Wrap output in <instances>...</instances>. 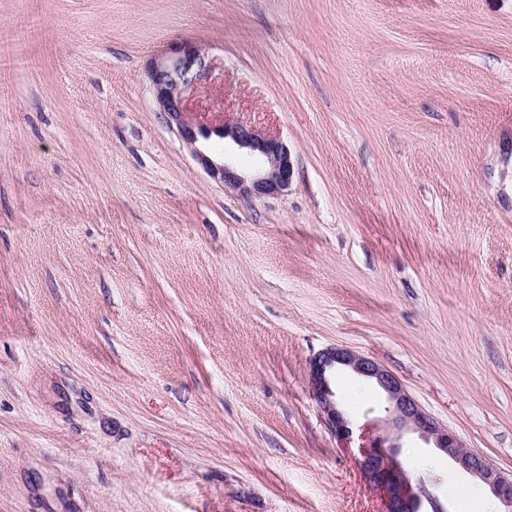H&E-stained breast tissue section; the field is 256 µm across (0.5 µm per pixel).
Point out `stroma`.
Wrapping results in <instances>:
<instances>
[{"label": "stroma", "instance_id": "stroma-1", "mask_svg": "<svg viewBox=\"0 0 512 512\" xmlns=\"http://www.w3.org/2000/svg\"><path fill=\"white\" fill-rule=\"evenodd\" d=\"M179 42L195 120L286 140L288 191L159 112ZM334 345L512 473V0H0V512H382L312 396ZM331 384L381 433V389Z\"/></svg>", "mask_w": 512, "mask_h": 512}]
</instances>
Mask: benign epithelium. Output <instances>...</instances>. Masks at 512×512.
Here are the masks:
<instances>
[{"instance_id":"obj_1","label":"benign epithelium","mask_w":512,"mask_h":512,"mask_svg":"<svg viewBox=\"0 0 512 512\" xmlns=\"http://www.w3.org/2000/svg\"><path fill=\"white\" fill-rule=\"evenodd\" d=\"M203 67L199 50L183 42L170 48L169 55L153 64L150 79L159 111L167 114L177 126L194 156L212 176L225 186L245 195H268L288 190L294 176L292 151L288 142L244 122H224L219 127L204 126L189 118L185 96L195 80L193 66ZM216 134L246 151L256 162L255 170L246 174L226 160L212 161L196 148L198 137ZM338 369H348L375 383L386 395L392 410L391 430L417 432L431 440L460 469L483 482L506 508H512V474H505L483 455L463 447L452 430L441 426L427 414L407 392L392 372L374 359L347 347L332 346L315 354L309 362L312 396L324 421L336 440L349 448L354 431L351 421L341 411L331 386V377ZM357 464L366 482L380 491L382 512H425L424 505L435 506L434 497L423 481L412 477L397 460L398 444L389 436L359 437Z\"/></svg>"}]
</instances>
